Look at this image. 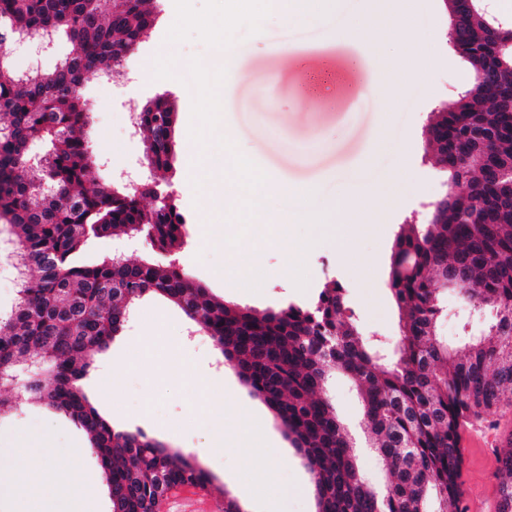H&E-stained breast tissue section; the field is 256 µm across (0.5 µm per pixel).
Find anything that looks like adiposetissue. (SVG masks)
<instances>
[{"instance_id":"adipose-tissue-1","label":"adipose tissue","mask_w":512,"mask_h":512,"mask_svg":"<svg viewBox=\"0 0 512 512\" xmlns=\"http://www.w3.org/2000/svg\"><path fill=\"white\" fill-rule=\"evenodd\" d=\"M50 448L24 444L14 449V464L0 467V499L12 512H95V482L52 466Z\"/></svg>"}]
</instances>
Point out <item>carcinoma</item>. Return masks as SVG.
<instances>
[{"label": "carcinoma", "instance_id": "1", "mask_svg": "<svg viewBox=\"0 0 512 512\" xmlns=\"http://www.w3.org/2000/svg\"><path fill=\"white\" fill-rule=\"evenodd\" d=\"M148 0H0V219L23 260L17 305L0 314V410L17 403L11 376L46 365L25 392L78 425L99 462L112 512L158 506L157 476L207 488L192 453L171 452L141 431L115 429L89 401L90 358L110 346L147 294L176 304L234 361L254 393L280 418L313 475L318 512H465L457 491L461 429L512 405V68L495 52L479 13H465L456 37L470 71L483 74L444 112H432V159L459 192L431 206L395 236L388 287L400 336L389 354L364 341L347 288L334 280L306 304L258 313L224 303L176 263L187 218L175 199L142 205V190L92 182L85 137L90 112L82 81L104 75L152 25ZM65 35L76 45L51 72L13 70L6 35ZM137 133L149 165L170 167L176 112L163 98L141 109ZM49 143L44 164L30 146ZM123 229L147 235L159 258L91 262L89 241ZM484 312L481 333L463 332L460 350L438 335L448 289ZM336 372L356 385L365 447L381 464L376 487L359 465L361 447L325 388ZM497 512H512V440L498 452Z\"/></svg>", "mask_w": 512, "mask_h": 512}]
</instances>
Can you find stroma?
Returning a JSON list of instances; mask_svg holds the SVG:
<instances>
[{"label": "stroma", "mask_w": 512, "mask_h": 512, "mask_svg": "<svg viewBox=\"0 0 512 512\" xmlns=\"http://www.w3.org/2000/svg\"><path fill=\"white\" fill-rule=\"evenodd\" d=\"M365 10L367 26L360 38L332 33L324 20L298 32H289L279 12H271L262 32L238 30L233 51L225 62L227 76L221 88V123L236 149L287 184L289 195L310 186L309 211L271 198L250 225L239 248L214 243L211 213L202 193L184 186L183 173L196 146L189 138L187 119L191 99L183 82L186 61L212 55V48L190 39L166 43L175 19L174 0H150L154 23L127 61V73L104 83L88 76L83 93L91 112L86 128L95 162V180L119 177L136 182L152 180L174 190L181 211L188 215L189 237L177 261L193 279L219 300L250 307L257 312L291 302L310 300L331 280L348 290V301L364 336L387 347L399 334L398 311L388 288L390 255L401 224L422 217L444 192V176L430 160L425 127L431 112L448 107L468 87V66L450 48L446 32L450 22L443 0H345ZM407 22L412 40L396 44L385 30ZM367 55L382 63L378 92H370L359 79L354 62ZM175 59V78L154 76L158 57ZM405 57L411 80H404L393 64ZM166 96L177 117L174 157L168 171L148 166L145 144L129 130L126 115L139 111L155 96ZM363 192L366 205L347 216V235L339 239L318 229L311 212L331 207L338 193ZM287 218L292 240L308 237L315 244L304 257L308 274L305 290L283 276L288 260L267 246L257 256L266 277L255 287L242 268H229L233 251H250L269 225ZM160 331L169 347L154 355L147 370L125 366L138 337ZM195 369L222 374L224 411L220 421L230 433L240 429L239 412L248 408L266 421L268 442L249 462H241L236 449L209 451V432L192 405V395L178 376L182 361ZM112 387V413L118 428L142 431L164 446L194 453L209 474L206 490L190 489L170 495L164 512H224L225 500L238 503L241 512H316L315 487L303 454L295 447L280 420L246 385L218 346L184 313L159 297L139 301L132 318L106 351L97 353L84 388L97 398L104 385ZM336 413L353 433L364 428L360 401L352 384L335 374L326 389ZM473 438L469 478L476 512H495L496 464L500 439L512 438V407L494 410L466 428ZM35 439L53 448L56 465L64 470L100 474L82 429L34 399H20L9 412L0 413V448H12ZM272 467L275 483L258 500L249 499L238 478Z\"/></svg>", "instance_id": "1"}]
</instances>
